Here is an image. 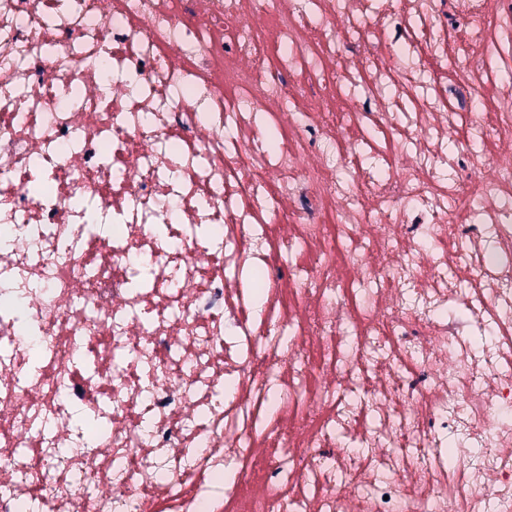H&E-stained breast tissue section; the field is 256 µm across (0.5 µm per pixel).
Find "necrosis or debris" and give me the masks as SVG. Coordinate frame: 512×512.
I'll return each mask as SVG.
<instances>
[{
  "label": "necrosis or debris",
  "instance_id": "1",
  "mask_svg": "<svg viewBox=\"0 0 512 512\" xmlns=\"http://www.w3.org/2000/svg\"><path fill=\"white\" fill-rule=\"evenodd\" d=\"M462 13L0 0V512H512V0Z\"/></svg>",
  "mask_w": 512,
  "mask_h": 512
}]
</instances>
